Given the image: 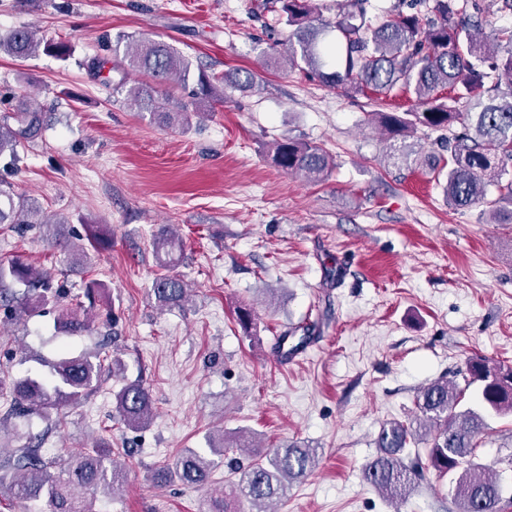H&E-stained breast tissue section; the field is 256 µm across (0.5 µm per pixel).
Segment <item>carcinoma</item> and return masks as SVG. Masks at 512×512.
I'll use <instances>...</instances> for the list:
<instances>
[{
  "mask_svg": "<svg viewBox=\"0 0 512 512\" xmlns=\"http://www.w3.org/2000/svg\"><path fill=\"white\" fill-rule=\"evenodd\" d=\"M279 21L288 27V36L275 41L288 45L287 62L291 69L318 79L323 85L354 93L368 92L388 97L399 89L415 97L423 111L372 112L369 114L389 138L405 143L402 158L419 164L418 152L406 144L419 127L447 129L454 123L462 131L448 139V157L429 164L442 188L448 207L468 209L486 207L490 224L512 223V29H501L489 44L477 38L482 15L491 8L512 11V0H489L481 6L472 3L475 19L463 21L457 0H413L406 13L395 7L385 17L371 15V0H336V16L324 18V5L317 0H275ZM124 41L126 71L139 76L130 86L118 84L126 99L140 112H146L163 126L189 123V113L174 112L170 99L186 90L191 63L180 52L162 41L133 39L120 35L115 48ZM65 56L63 43L38 38L26 27L0 38V53L14 58H29L39 51ZM255 75L236 70L220 77L198 74L193 95L216 98L224 88L246 92L254 88ZM467 99L471 111L456 112V103ZM43 113L27 105L0 120V158L14 163L19 150L41 135ZM275 165L289 174L321 182L336 167L332 157L319 145L293 137L273 145ZM41 204L35 198L18 194L0 182V224H43L50 228L45 242L51 248L68 249L72 264L83 266L88 253L81 243L65 235V220L45 221ZM156 255L164 263L177 261L173 251L180 248L179 235L172 225L153 234ZM24 289L17 290L15 286ZM161 307H180L185 301V282L162 275L152 289ZM66 292L52 287L50 276L16 257L0 263V308L5 319L40 313L47 306L58 309L57 322L64 331L75 334L91 330L85 313L63 305ZM49 376L26 375L6 381L0 378V395L11 397L10 412L48 414L94 391L105 371L103 360L92 354L65 352L48 363ZM465 386L455 380L438 379L421 388L416 398L415 415L385 423L376 438L377 455L366 465L365 477L384 498L405 499L411 489L427 480L456 475L452 488L457 512H504L505 504L498 480L485 475L474 463L480 435L486 428L478 412L460 408L464 387L481 384L480 398L497 415H512V366L471 357L463 372ZM116 408L123 422L136 428L149 422L153 399L139 383H128L115 393ZM426 445L425 453L415 451L404 461L401 453L409 445ZM213 457L190 453L176 464L174 475L184 485L202 486L209 482L217 460L236 479L228 481V491L213 498L211 512H234L241 499L258 506L281 499L288 486L305 478L318 462L316 449L296 442L285 443L273 453L256 449L252 436L239 434L221 437L210 444ZM248 457L244 464L228 457L232 451ZM106 454L92 448L60 464L43 457L41 448L18 449L13 466L24 476L17 480V497L44 500L49 512H94L74 493L75 488L113 486L119 482L116 468L105 466Z\"/></svg>",
  "mask_w": 512,
  "mask_h": 512,
  "instance_id": "obj_1",
  "label": "carcinoma"
}]
</instances>
